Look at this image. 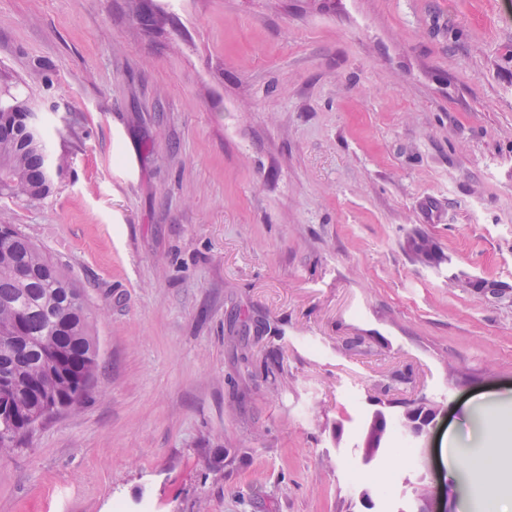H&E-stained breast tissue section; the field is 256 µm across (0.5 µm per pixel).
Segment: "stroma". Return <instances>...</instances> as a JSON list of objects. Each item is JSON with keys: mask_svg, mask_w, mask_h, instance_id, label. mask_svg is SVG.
Returning a JSON list of instances; mask_svg holds the SVG:
<instances>
[{"mask_svg": "<svg viewBox=\"0 0 512 512\" xmlns=\"http://www.w3.org/2000/svg\"><path fill=\"white\" fill-rule=\"evenodd\" d=\"M140 2L162 23L0 0V79L68 160L0 211L99 348L0 456V512H469L443 456L512 418V305L463 285L512 289V0ZM467 288H471L475 292L490 296L498 300L509 298V303H512V293L509 288H502L501 285L483 278H470L465 282ZM420 411H423V415L418 417ZM436 417L437 408L435 406L422 400L414 402L409 406L403 417L405 431L413 437H419L434 426Z\"/></svg>", "mask_w": 512, "mask_h": 512, "instance_id": "obj_1", "label": "stroma"}]
</instances>
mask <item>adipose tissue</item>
<instances>
[{"label": "adipose tissue", "mask_w": 512, "mask_h": 512, "mask_svg": "<svg viewBox=\"0 0 512 512\" xmlns=\"http://www.w3.org/2000/svg\"><path fill=\"white\" fill-rule=\"evenodd\" d=\"M448 472L464 479L474 512H501V499L512 493V455L491 439L464 453L449 452Z\"/></svg>", "instance_id": "1"}]
</instances>
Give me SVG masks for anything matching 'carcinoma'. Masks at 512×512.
<instances>
[{
    "label": "carcinoma",
    "mask_w": 512,
    "mask_h": 512,
    "mask_svg": "<svg viewBox=\"0 0 512 512\" xmlns=\"http://www.w3.org/2000/svg\"><path fill=\"white\" fill-rule=\"evenodd\" d=\"M23 132V113L0 107V194L41 200L53 183ZM97 357L83 288L0 213V452L45 413L78 407Z\"/></svg>",
    "instance_id": "cac0c4a2"
}]
</instances>
